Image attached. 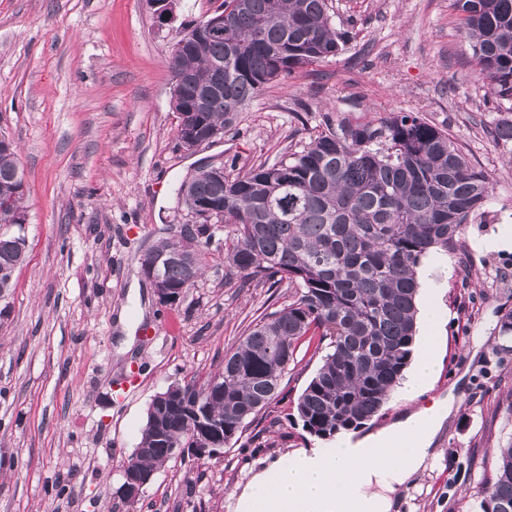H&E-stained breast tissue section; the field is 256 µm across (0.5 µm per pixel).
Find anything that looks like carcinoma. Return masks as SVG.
Masks as SVG:
<instances>
[{
    "mask_svg": "<svg viewBox=\"0 0 512 512\" xmlns=\"http://www.w3.org/2000/svg\"><path fill=\"white\" fill-rule=\"evenodd\" d=\"M221 0L224 24L173 47L169 65L187 79L172 101L177 137L200 126L216 135L236 122L271 82L334 57L342 35L328 0ZM488 93L512 102V0H453ZM325 129L273 163L220 182L211 170L179 189L196 232L162 241L139 258L159 262L163 281L181 293L202 277L210 229L224 225V268L255 286L287 283L285 306L250 325L207 383L172 384L150 402L139 447L130 459L156 472L167 449L191 448L196 412L239 441L271 405L300 346L320 365L296 402L311 437L331 440L378 416L403 379L416 346L417 267L433 251L454 253L467 225L486 216L493 196L447 130L414 112L370 120L325 116ZM15 144L0 143V224L24 213ZM182 252L185 265L172 259ZM26 241L0 237V289L12 287ZM480 512H512V444L500 449L480 482Z\"/></svg>",
    "mask_w": 512,
    "mask_h": 512,
    "instance_id": "cac0c4a2",
    "label": "carcinoma"
}]
</instances>
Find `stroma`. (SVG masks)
<instances>
[{
    "label": "stroma",
    "instance_id": "1",
    "mask_svg": "<svg viewBox=\"0 0 512 512\" xmlns=\"http://www.w3.org/2000/svg\"><path fill=\"white\" fill-rule=\"evenodd\" d=\"M220 0H0V133L18 147L27 260L0 293V512H235L234 491L285 454L322 447L293 413L318 358L282 381L280 425L252 427L258 447L175 458L137 504L117 493L148 405L174 382H203L249 324L291 300L286 286L224 280L215 225L205 275L174 306L159 303L140 254L178 237L188 218L176 190L202 166L234 175L310 142L324 117L415 112L447 129L491 180L486 223L462 248L424 258L420 315L438 319L441 370L432 396L460 400L434 464L404 491L399 512H478V476L512 442V251L484 240L512 225L511 114L476 75L452 0H329L346 33L337 56L269 84L224 134L192 151L177 138L172 47ZM126 314L132 351L121 353Z\"/></svg>",
    "mask_w": 512,
    "mask_h": 512
}]
</instances>
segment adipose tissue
<instances>
[{
	"instance_id": "1",
	"label": "adipose tissue",
	"mask_w": 512,
	"mask_h": 512,
	"mask_svg": "<svg viewBox=\"0 0 512 512\" xmlns=\"http://www.w3.org/2000/svg\"><path fill=\"white\" fill-rule=\"evenodd\" d=\"M433 319H425L414 363L402 391L414 400L429 393L440 366ZM457 401L455 392L404 412L377 433L352 443L288 455L256 474L237 496V512H396L409 489L437 458L435 446Z\"/></svg>"
}]
</instances>
